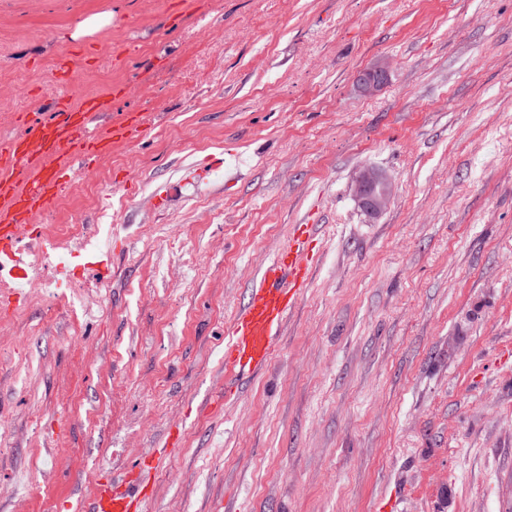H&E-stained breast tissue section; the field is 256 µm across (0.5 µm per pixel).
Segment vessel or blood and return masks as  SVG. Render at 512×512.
I'll return each instance as SVG.
<instances>
[{"label":"vessel or blood","instance_id":"obj_1","mask_svg":"<svg viewBox=\"0 0 512 512\" xmlns=\"http://www.w3.org/2000/svg\"><path fill=\"white\" fill-rule=\"evenodd\" d=\"M67 99V94H60L49 119L34 122L23 136L0 140V271L9 270L20 279L27 276L28 248L46 255L53 250L31 218L71 180L73 159L95 158L113 143L133 140L139 133L133 118L106 132L92 131L94 116L108 108L107 99L90 96L76 107L69 106ZM218 170L223 171L225 182L235 181L236 171L216 157L200 163L192 177L205 184ZM314 236L313 225H298L287 246L264 267L262 286L252 292L225 338L226 376L256 372L269 364L284 319L309 285L317 261ZM147 499L139 472H130L123 488L105 476L96 483L88 512H147Z\"/></svg>","mask_w":512,"mask_h":512}]
</instances>
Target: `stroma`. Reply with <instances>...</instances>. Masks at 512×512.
<instances>
[{"label": "stroma", "instance_id": "35a3bbf8", "mask_svg": "<svg viewBox=\"0 0 512 512\" xmlns=\"http://www.w3.org/2000/svg\"><path fill=\"white\" fill-rule=\"evenodd\" d=\"M50 81L141 127L32 218L112 265H43L0 313V512H78L151 452L149 512H512V0H0V138ZM222 156L237 181L189 182ZM364 166L394 185L375 218ZM299 224L310 285L225 396V333ZM389 77L386 64H377L359 71L355 77V84L358 91L364 96L374 95L383 87Z\"/></svg>", "mask_w": 512, "mask_h": 512}]
</instances>
